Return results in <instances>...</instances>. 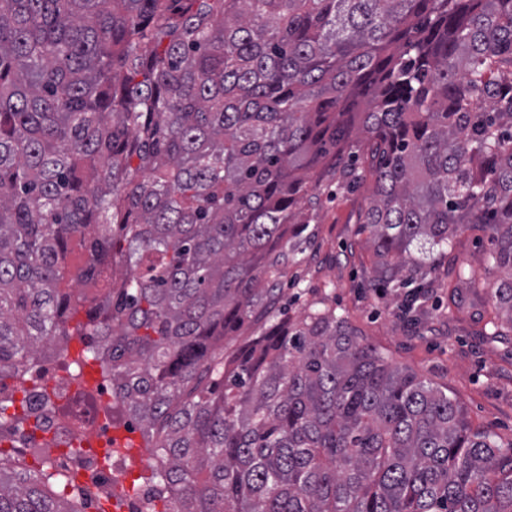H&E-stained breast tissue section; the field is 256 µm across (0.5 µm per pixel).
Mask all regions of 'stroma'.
<instances>
[{
  "mask_svg": "<svg viewBox=\"0 0 512 512\" xmlns=\"http://www.w3.org/2000/svg\"><path fill=\"white\" fill-rule=\"evenodd\" d=\"M372 190L368 180L353 189L338 186L332 175L319 180L321 205L309 213L313 235L303 263L290 269L283 286L289 316L300 317L313 300H324L392 364L446 390L473 426L512 444V331L489 338L485 325L494 310L487 300L448 299L459 268L484 265L487 236L471 227L453 248L422 262L418 276L427 294L416 304L417 319L407 320L403 310L413 287L372 285L376 257L362 228Z\"/></svg>",
  "mask_w": 512,
  "mask_h": 512,
  "instance_id": "obj_1",
  "label": "stroma"
}]
</instances>
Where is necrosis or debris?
Masks as SVG:
<instances>
[{"mask_svg":"<svg viewBox=\"0 0 512 512\" xmlns=\"http://www.w3.org/2000/svg\"><path fill=\"white\" fill-rule=\"evenodd\" d=\"M113 400L111 383L86 382L79 361L35 359L19 385L0 386V402L19 404L27 418L23 427L0 429V464L29 470L50 459L80 512H103L116 496L122 512H162L167 490L134 476L114 445Z\"/></svg>","mask_w":512,"mask_h":512,"instance_id":"4bbe7bcc","label":"necrosis or debris"}]
</instances>
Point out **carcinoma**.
<instances>
[{
  "instance_id": "obj_1",
  "label": "carcinoma",
  "mask_w": 512,
  "mask_h": 512,
  "mask_svg": "<svg viewBox=\"0 0 512 512\" xmlns=\"http://www.w3.org/2000/svg\"><path fill=\"white\" fill-rule=\"evenodd\" d=\"M356 128L375 278L481 224L512 328V0H0V381L80 336L167 512H512V445L280 306ZM51 469L0 465V512H76ZM86 255L87 252L84 246L83 238L77 234L71 239L68 245L64 269L62 270L64 274V283L62 286H64L65 282L73 277L76 270L83 265Z\"/></svg>"
}]
</instances>
